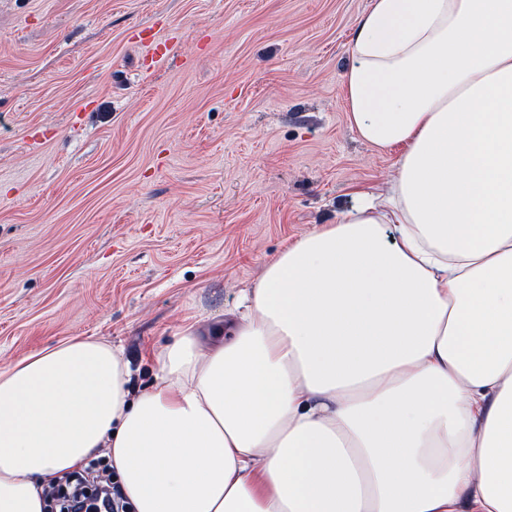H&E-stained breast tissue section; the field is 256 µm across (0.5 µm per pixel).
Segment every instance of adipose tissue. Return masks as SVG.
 Masks as SVG:
<instances>
[{
	"instance_id": "obj_1",
	"label": "adipose tissue",
	"mask_w": 512,
	"mask_h": 512,
	"mask_svg": "<svg viewBox=\"0 0 512 512\" xmlns=\"http://www.w3.org/2000/svg\"><path fill=\"white\" fill-rule=\"evenodd\" d=\"M351 42L395 175L146 390L91 337L0 370V512L98 457L132 512H512V0H371Z\"/></svg>"
}]
</instances>
